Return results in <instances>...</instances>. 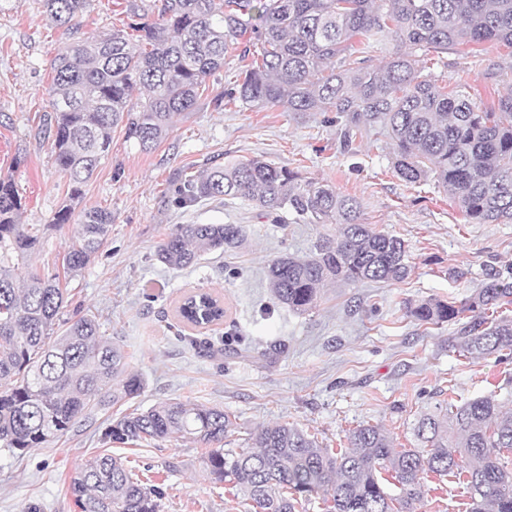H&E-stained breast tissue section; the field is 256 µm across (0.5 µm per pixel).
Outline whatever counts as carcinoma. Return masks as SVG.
<instances>
[{
    "instance_id": "1",
    "label": "carcinoma",
    "mask_w": 512,
    "mask_h": 512,
    "mask_svg": "<svg viewBox=\"0 0 512 512\" xmlns=\"http://www.w3.org/2000/svg\"><path fill=\"white\" fill-rule=\"evenodd\" d=\"M87 0H42L46 17L70 29ZM158 19L133 10L127 28L94 41H79L50 63L47 128L56 165L69 177V204L53 228L70 223L82 187L108 155L112 128L152 150L172 115L193 110L224 68V53L242 46L252 62L232 87L209 100L246 106L280 104L290 112H334L343 147L361 129L383 123L393 145V172L403 181L438 183L474 224L512 221V91L497 109L479 112L463 93L443 92L408 53H396L371 69L345 55L359 37L388 34L423 53L456 45L497 41L512 48V0H160ZM147 92L134 108L135 89ZM238 198L295 224H334L305 256L271 261L272 299L296 313L315 307L329 282H399L408 277L404 241L361 221L360 205L328 182L254 157L227 161L177 176L171 203L186 209L203 200ZM25 202L10 178H0V447L26 453L43 448L95 409L128 402L144 388L127 372L123 348L100 334L96 319L59 315L65 292L56 276L23 279L5 261L24 257L39 243L20 222ZM112 214L82 213L69 251L67 273L82 270L106 242ZM247 242L241 224H176L157 249L172 269L195 265L209 254L231 255ZM512 304V282L493 276L461 301L436 298L407 306L417 324L457 326L452 343L481 357L512 352V318L491 317L494 306ZM185 318L207 325L217 319L196 299ZM234 426L224 410L182 401L162 402L116 418L105 435L120 444L169 438L217 444L206 468L229 481L255 512H298L320 494L333 512H415L431 474L466 475L471 512H512V411L495 392L417 421L416 448H395L375 425H359L347 448L331 453L289 423L262 426L252 446L224 450L218 444ZM388 474L398 489L383 484ZM80 512H158L152 492L134 481L124 461L100 454L70 479Z\"/></svg>"
}]
</instances>
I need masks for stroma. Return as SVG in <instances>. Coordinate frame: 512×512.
Segmentation results:
<instances>
[{
  "label": "stroma",
  "instance_id": "35a3bbf8",
  "mask_svg": "<svg viewBox=\"0 0 512 512\" xmlns=\"http://www.w3.org/2000/svg\"><path fill=\"white\" fill-rule=\"evenodd\" d=\"M132 3L156 19L154 0H87L67 30L44 16L40 0H0V177L14 180L25 200L21 221L41 238L17 273L62 274L64 317L78 309L95 315L101 334L123 346L129 371L145 380L139 397L81 420L60 442L20 456L0 449V512H77L70 478L105 450L156 491L159 512H253L230 484L211 479L199 444L106 438L113 419L167 400L217 406L235 416L237 427L224 439L233 449L249 447L256 428L281 422L335 450L362 424L382 427L394 447L413 448L417 418L448 403L493 391L511 410L512 357L463 356L451 343L454 325H417L405 306L429 296L467 298L492 274L512 282V223H470L434 181L409 184L396 177L393 146L380 124L364 131L348 153L327 113L298 116L271 104L217 112L200 100L174 116L165 138L148 152L115 127L110 152L81 202L85 209L111 211L108 238L84 269L63 275L73 231L52 228L69 178L44 135L50 62L77 41L123 28ZM419 63L439 86L466 92L480 111L496 109L512 90V50L494 42L454 46ZM252 157L356 198L364 223L404 240L408 278L331 284L302 314L274 303L269 260L307 256L319 237L335 235V225L276 224L242 199L189 209L167 202L174 174ZM177 224H241L248 245L171 269L158 261L156 249ZM452 268L459 277H449ZM199 289L223 298V320L195 328L178 317L181 300ZM428 488L416 512H469L467 489L456 478L430 477Z\"/></svg>",
  "mask_w": 512,
  "mask_h": 512
}]
</instances>
